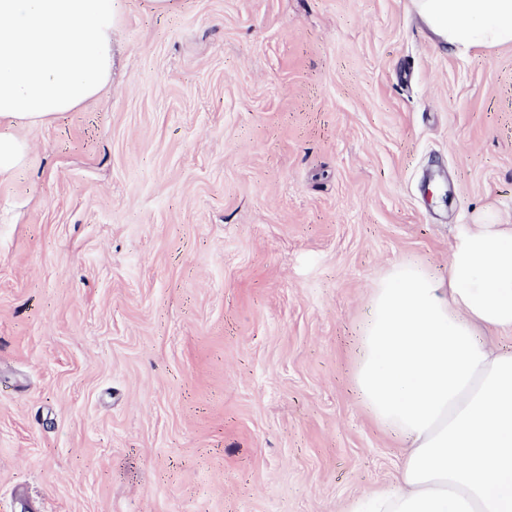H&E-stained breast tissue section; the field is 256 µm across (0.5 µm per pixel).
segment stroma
<instances>
[{
  "mask_svg": "<svg viewBox=\"0 0 512 512\" xmlns=\"http://www.w3.org/2000/svg\"><path fill=\"white\" fill-rule=\"evenodd\" d=\"M112 80L0 177V512H346L373 283L512 225V44L410 0H124Z\"/></svg>",
  "mask_w": 512,
  "mask_h": 512,
  "instance_id": "obj_1",
  "label": "stroma"
}]
</instances>
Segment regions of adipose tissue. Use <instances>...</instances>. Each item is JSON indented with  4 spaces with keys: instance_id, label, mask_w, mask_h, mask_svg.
<instances>
[{
    "instance_id": "adipose-tissue-1",
    "label": "adipose tissue",
    "mask_w": 512,
    "mask_h": 512,
    "mask_svg": "<svg viewBox=\"0 0 512 512\" xmlns=\"http://www.w3.org/2000/svg\"><path fill=\"white\" fill-rule=\"evenodd\" d=\"M444 50L512 43V0H411ZM122 0H0V176L25 160L6 134L111 80ZM512 225L464 228L448 271L404 260L374 283L354 370L358 403L403 457L396 482L347 512H512Z\"/></svg>"
}]
</instances>
